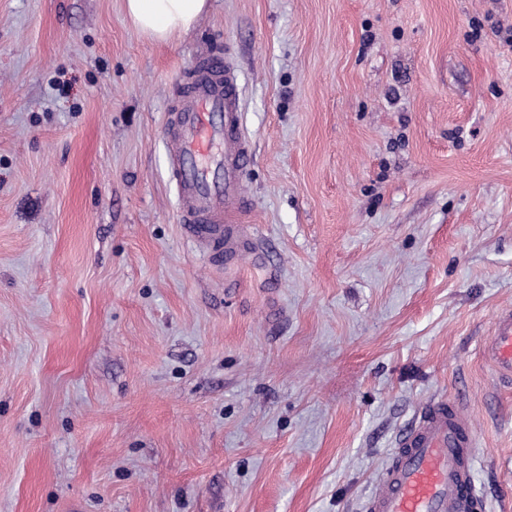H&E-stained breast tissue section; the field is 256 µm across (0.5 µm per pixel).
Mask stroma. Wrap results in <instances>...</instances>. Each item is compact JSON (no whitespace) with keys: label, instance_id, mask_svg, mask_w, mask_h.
<instances>
[{"label":"stroma","instance_id":"obj_1","mask_svg":"<svg viewBox=\"0 0 512 512\" xmlns=\"http://www.w3.org/2000/svg\"><path fill=\"white\" fill-rule=\"evenodd\" d=\"M227 51L263 255L178 222L167 115ZM512 0H0V512H363L435 397L512 512ZM209 0H124L126 17L142 35L168 43L188 33L209 8ZM479 351L498 376L512 379V310L497 316L491 335L481 340Z\"/></svg>","mask_w":512,"mask_h":512}]
</instances>
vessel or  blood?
Masks as SVG:
<instances>
[{"mask_svg": "<svg viewBox=\"0 0 512 512\" xmlns=\"http://www.w3.org/2000/svg\"><path fill=\"white\" fill-rule=\"evenodd\" d=\"M169 114V180L178 195L184 233L215 263L234 264L255 252L244 179L251 144L243 127L238 74L228 58H197ZM479 351L493 371L512 379V310L500 313ZM476 436L454 402H431L405 428L380 490L365 512H481L476 489Z\"/></svg>", "mask_w": 512, "mask_h": 512, "instance_id": "1", "label": "vessel or blood"}]
</instances>
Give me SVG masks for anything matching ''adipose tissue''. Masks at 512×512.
Returning a JSON list of instances; mask_svg holds the SVG:
<instances>
[{
	"label": "adipose tissue",
	"instance_id": "ef3b65f1",
	"mask_svg": "<svg viewBox=\"0 0 512 512\" xmlns=\"http://www.w3.org/2000/svg\"><path fill=\"white\" fill-rule=\"evenodd\" d=\"M208 8V0H124L131 25L158 43L188 33Z\"/></svg>",
	"mask_w": 512,
	"mask_h": 512
}]
</instances>
